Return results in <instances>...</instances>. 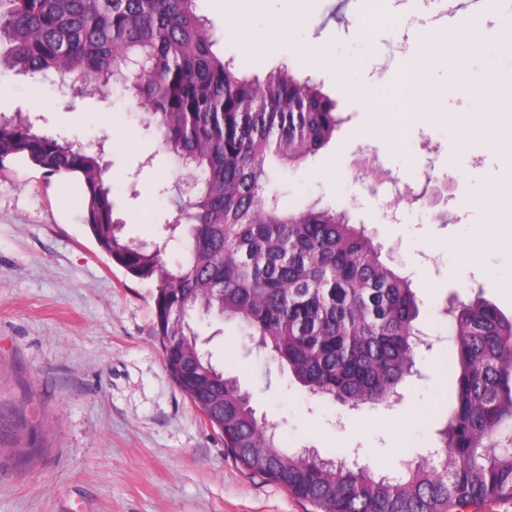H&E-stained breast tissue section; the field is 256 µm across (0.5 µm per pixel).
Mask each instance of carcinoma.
Returning <instances> with one entry per match:
<instances>
[{
  "label": "carcinoma",
  "mask_w": 512,
  "mask_h": 512,
  "mask_svg": "<svg viewBox=\"0 0 512 512\" xmlns=\"http://www.w3.org/2000/svg\"><path fill=\"white\" fill-rule=\"evenodd\" d=\"M214 45L196 0H0V61L101 97L120 84L146 106V128L182 161L163 246L123 238L102 153L26 115L0 118V167L22 158L80 188L98 247L154 285L167 370L248 475L314 512H462L512 499V317L486 301L449 311L456 389L444 453L394 476L285 448L199 346L195 317L233 320L311 396L353 409L397 400L419 348L412 280L380 259L366 228L268 196V161L315 156L341 124L336 102L286 65L249 76Z\"/></svg>",
  "instance_id": "cac0c4a2"
}]
</instances>
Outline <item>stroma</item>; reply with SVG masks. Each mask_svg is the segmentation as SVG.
<instances>
[{
	"mask_svg": "<svg viewBox=\"0 0 512 512\" xmlns=\"http://www.w3.org/2000/svg\"><path fill=\"white\" fill-rule=\"evenodd\" d=\"M334 0H263L244 21L225 0H200L217 49L248 75L280 65L313 77L343 118L310 161L279 170L283 205L316 203L364 225L382 257L397 253L420 302L419 325L436 336L418 351L402 399L353 409L310 397L270 353L234 323L197 329L214 363L249 393L258 417L280 426L286 447L358 460L396 473L439 444L440 404L452 398L453 348L447 302L482 296L512 316V240L486 247L477 264L459 249L491 224L512 218L497 200L512 192V100L475 99L467 85L494 74L512 86V0H488L478 28H459L449 0H357L337 17ZM289 37L266 55L247 44L283 16ZM446 43L410 106L421 116L394 142L383 115L408 72L421 32ZM321 42L328 65L308 64L304 45ZM24 111L74 144L101 141L106 182L126 236L163 242L175 164L146 130L129 93L73 96L57 76L30 78L0 63V115ZM365 156L389 170L396 190L353 166ZM60 181L18 160L0 169V419L21 427L29 459L0 452V512H310L278 483L249 477L167 371L154 330L151 285L128 277L97 247L82 208ZM436 264H425L423 253Z\"/></svg>",
	"mask_w": 512,
	"mask_h": 512,
	"instance_id": "obj_1",
	"label": "stroma"
}]
</instances>
